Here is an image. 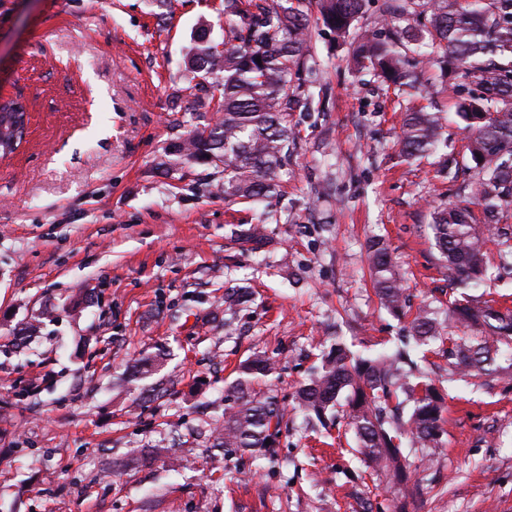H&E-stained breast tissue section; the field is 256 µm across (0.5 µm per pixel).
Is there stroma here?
<instances>
[{"label":"stroma","instance_id":"obj_1","mask_svg":"<svg viewBox=\"0 0 512 512\" xmlns=\"http://www.w3.org/2000/svg\"><path fill=\"white\" fill-rule=\"evenodd\" d=\"M221 0H0V97H23L28 136L0 162V512H394L398 488L366 468L345 424L311 429L293 395L336 333L389 347L408 325L381 309L367 249H390L412 306L450 288L428 227L454 201L441 158L407 161L404 96L355 71L314 29L318 112L272 197L217 192L223 167L170 151L207 123L186 67L191 38H221ZM414 105L440 115L454 157L470 135L439 71L420 59ZM265 219L268 242L240 235ZM475 296L512 308V257L490 245ZM250 291L234 316L233 288ZM37 336L17 332L41 312ZM169 351L156 375L129 359ZM278 365L286 424L271 450L216 448L224 390L253 350ZM443 446L418 465L416 512H512V375L449 377ZM162 454L149 464L141 456Z\"/></svg>","mask_w":512,"mask_h":512}]
</instances>
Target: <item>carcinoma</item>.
I'll return each mask as SVG.
<instances>
[{
    "instance_id": "cac0c4a2",
    "label": "carcinoma",
    "mask_w": 512,
    "mask_h": 512,
    "mask_svg": "<svg viewBox=\"0 0 512 512\" xmlns=\"http://www.w3.org/2000/svg\"><path fill=\"white\" fill-rule=\"evenodd\" d=\"M365 7L366 0H224V41L214 42L210 28L202 27L186 55L195 89L217 100L220 115L191 130L175 153L224 164V196L262 200L276 193V178L288 165L297 138L292 113L301 107L309 112L314 102L313 69L307 66L313 27H326L339 40L352 38L358 69L407 94L420 87L410 58L433 56L459 98L457 115L471 136L463 161L440 170L452 180L469 176V197L435 209L429 228L448 281L475 287L488 274L485 231L512 207V0H389L379 27L359 25ZM400 21L407 25L391 38L382 36V26ZM399 145L407 158L437 152L435 113L406 109ZM473 205L481 209L479 220ZM368 263L380 306L403 314L406 289L388 248L371 242ZM448 317L481 339L453 335L430 305H421L395 350L361 355L338 339L294 394L298 411L324 424L346 416L365 464L402 487L413 503L422 479L412 468L410 449L431 455L441 447L446 407L426 372L404 368L409 347L437 346L463 375L508 373L497 360L500 347L512 345L511 310L465 298L448 306ZM163 360L159 353L143 354L127 374L149 378ZM275 372L274 359L264 351L240 364L225 391L213 447L266 449V440L276 441L285 413L269 385Z\"/></svg>"
}]
</instances>
